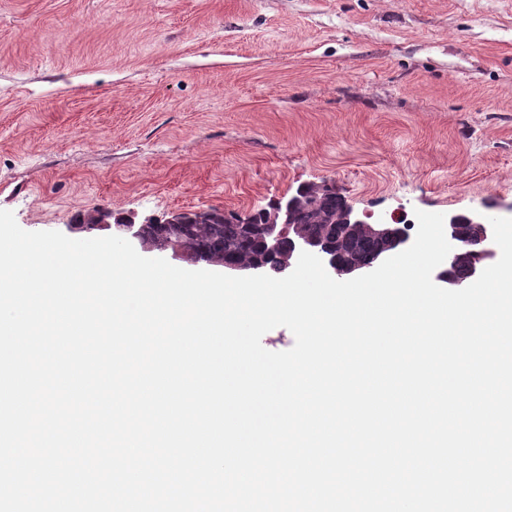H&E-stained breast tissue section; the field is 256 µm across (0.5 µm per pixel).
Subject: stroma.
<instances>
[{
    "label": "stroma",
    "mask_w": 512,
    "mask_h": 512,
    "mask_svg": "<svg viewBox=\"0 0 512 512\" xmlns=\"http://www.w3.org/2000/svg\"><path fill=\"white\" fill-rule=\"evenodd\" d=\"M512 215V0H0V209Z\"/></svg>",
    "instance_id": "obj_1"
}]
</instances>
